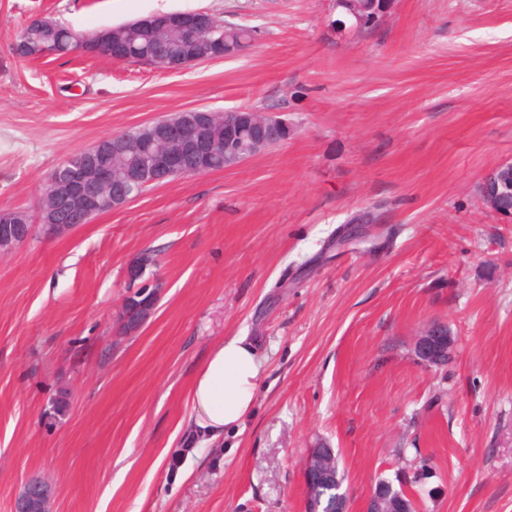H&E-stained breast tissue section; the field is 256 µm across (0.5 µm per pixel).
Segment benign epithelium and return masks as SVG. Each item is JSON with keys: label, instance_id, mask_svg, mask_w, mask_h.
I'll list each match as a JSON object with an SVG mask.
<instances>
[{"label": "benign epithelium", "instance_id": "7a95c632", "mask_svg": "<svg viewBox=\"0 0 512 512\" xmlns=\"http://www.w3.org/2000/svg\"><path fill=\"white\" fill-rule=\"evenodd\" d=\"M391 0H372L371 7L359 13L352 10L355 23L351 29L381 26L388 18ZM154 35L160 36L172 27L183 33L201 37L215 26L212 13L205 10L172 12L153 15L144 19ZM72 52L103 56L111 61L128 62L133 58L134 44L122 38H108L100 42L80 41ZM212 59L230 58L239 51L229 42L213 41L210 44ZM216 124L224 125V140L219 142L210 134ZM292 126L273 112L236 109L213 112L193 109L182 112L176 120L162 118L155 122L154 135L147 142L129 144L120 135L102 138L91 147L77 154L65 165L54 169L46 180V192L39 205V221L60 234L87 224L105 205L120 209L138 198L143 191L179 177L201 175L211 171L213 158L222 153L234 159L235 168L257 153L288 140ZM141 154L140 164L128 175L125 184L112 190V170L100 164L98 157L107 150ZM195 162L188 169L186 160ZM480 202L490 211L508 221L512 212L499 211L500 202L512 198V162L507 161L488 170L476 188ZM33 231L31 219L12 211H0V256L12 253ZM162 284L153 279L136 285L125 296L122 309H130L137 316V323L128 324V314L120 318L119 328L126 334L137 332L154 313ZM453 340L448 327L440 324L428 326L416 342V354L426 367H439L448 361ZM303 477L308 492V512H319L315 507L318 492L336 484V456L331 448H313L303 465ZM54 491L45 480L26 481L18 494L14 512H49ZM404 507L389 501L382 491L371 493L367 512H403Z\"/></svg>", "mask_w": 512, "mask_h": 512}]
</instances>
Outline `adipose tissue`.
Listing matches in <instances>:
<instances>
[{
	"label": "adipose tissue",
	"instance_id": "obj_1",
	"mask_svg": "<svg viewBox=\"0 0 512 512\" xmlns=\"http://www.w3.org/2000/svg\"><path fill=\"white\" fill-rule=\"evenodd\" d=\"M261 370L260 357L244 338L222 341L209 350L189 389V427L202 443L221 439L251 413Z\"/></svg>",
	"mask_w": 512,
	"mask_h": 512
}]
</instances>
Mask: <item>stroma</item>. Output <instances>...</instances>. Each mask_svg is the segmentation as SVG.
Here are the masks:
<instances>
[{
  "label": "stroma",
  "mask_w": 512,
  "mask_h": 512,
  "mask_svg": "<svg viewBox=\"0 0 512 512\" xmlns=\"http://www.w3.org/2000/svg\"><path fill=\"white\" fill-rule=\"evenodd\" d=\"M196 9L257 38L174 72L12 50L35 16L85 32ZM333 15L332 0H0V208L38 218L59 163L176 112L293 128L0 257V512L35 475L50 512H306L320 447L349 512L381 478L416 512H512V222L476 198L512 161V0H393L370 34L336 35ZM147 255L164 286L122 335L126 271ZM433 323L454 344L428 368L415 345ZM233 336L264 359L255 407L187 452L192 377ZM303 477L308 492V511L318 512L321 504L314 508L315 498L318 492L326 486H334L336 491L340 489V483L343 477L337 467V478L340 483H336V456L332 448H314L311 449L303 465Z\"/></svg>",
  "instance_id": "obj_1"
}]
</instances>
